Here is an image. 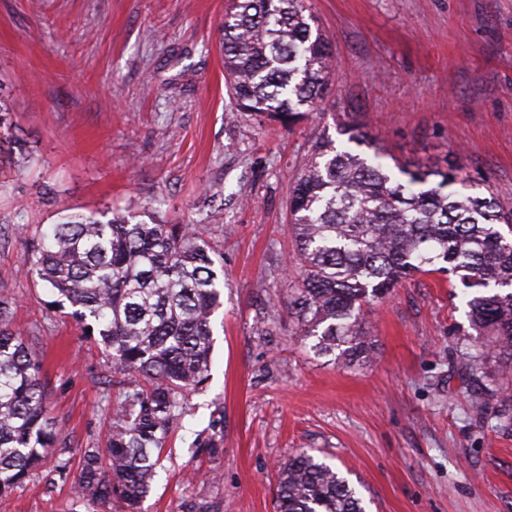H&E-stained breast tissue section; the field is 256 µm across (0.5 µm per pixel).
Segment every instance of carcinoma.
I'll list each match as a JSON object with an SVG mask.
<instances>
[{
    "label": "carcinoma",
    "mask_w": 512,
    "mask_h": 512,
    "mask_svg": "<svg viewBox=\"0 0 512 512\" xmlns=\"http://www.w3.org/2000/svg\"><path fill=\"white\" fill-rule=\"evenodd\" d=\"M220 29L224 79L237 111L294 125L313 112L332 69L333 50L313 32L305 0H229ZM347 142L365 157L316 143L288 192L300 277L290 289L294 334L318 356L351 367L373 350L368 314L399 279L425 267L459 278L468 320L483 353L512 368V218L493 197L450 191L457 170L390 167L357 124ZM508 224L503 232L501 223ZM27 273L97 337L128 381L111 412L107 466L98 449L81 451L75 497L118 501L141 512L184 396L209 379L214 321L224 280L196 224L148 223L114 212L65 214L28 239ZM0 301V497L39 468L58 445L40 360L10 328ZM217 433L197 447L221 451ZM276 512H365L336 468L302 450L278 471Z\"/></svg>",
    "instance_id": "carcinoma-1"
}]
</instances>
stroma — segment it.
Listing matches in <instances>:
<instances>
[{"instance_id": "35a3bbf8", "label": "stroma", "mask_w": 512, "mask_h": 512, "mask_svg": "<svg viewBox=\"0 0 512 512\" xmlns=\"http://www.w3.org/2000/svg\"><path fill=\"white\" fill-rule=\"evenodd\" d=\"M226 0H0V298L42 358L59 451L105 448L112 362L24 272L29 231L62 215L146 212L197 224L224 258L209 382L188 395L143 512H275L280 466L320 450L366 512H512V377L494 395L470 357L461 288L401 281L345 369L295 336L288 186L316 141L359 123L410 170L444 163L512 208V0H307L335 70L295 125L236 111L218 25ZM216 426L223 451L196 448ZM39 471L0 512H119L77 502V468Z\"/></svg>"}]
</instances>
